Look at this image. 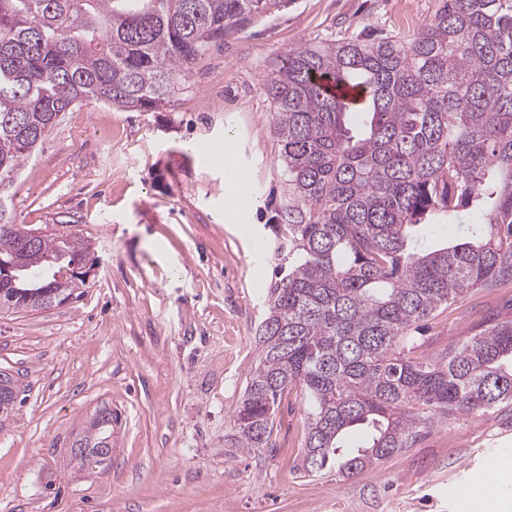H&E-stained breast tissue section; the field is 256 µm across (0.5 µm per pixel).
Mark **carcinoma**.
I'll return each instance as SVG.
<instances>
[{
	"mask_svg": "<svg viewBox=\"0 0 512 512\" xmlns=\"http://www.w3.org/2000/svg\"><path fill=\"white\" fill-rule=\"evenodd\" d=\"M266 0H0V194L65 112L96 100L170 106L209 47ZM321 75L361 82L350 109ZM288 182V274L269 290L234 415L240 447L265 448L275 411L307 403L303 470L346 478L414 445L437 419L512 412V320L425 359L424 322L475 288L512 281V0H442L413 38L330 40L288 52L267 83ZM477 214L465 240L430 228ZM11 208L0 239L30 240ZM3 307L38 310L43 282L94 261L80 237L45 234ZM0 391V424L15 411ZM79 468L107 466L112 418L79 435Z\"/></svg>",
	"mask_w": 512,
	"mask_h": 512,
	"instance_id": "1",
	"label": "carcinoma"
}]
</instances>
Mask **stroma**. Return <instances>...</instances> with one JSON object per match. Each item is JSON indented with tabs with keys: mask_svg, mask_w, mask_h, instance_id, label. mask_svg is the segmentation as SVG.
Wrapping results in <instances>:
<instances>
[{
	"mask_svg": "<svg viewBox=\"0 0 512 512\" xmlns=\"http://www.w3.org/2000/svg\"><path fill=\"white\" fill-rule=\"evenodd\" d=\"M441 0H268L213 45L174 106L85 101L10 189L16 223L91 243L83 294L0 310V371L21 402L0 427V512H469L495 465L512 463V414L438 420L356 478L302 470L306 402L290 392L273 445L242 450L233 416L267 291L288 267V183L265 84L289 50L332 37H410ZM234 120L261 202L224 221L222 166L205 155ZM512 320V283L428 321L419 355ZM110 409L106 471L75 468L72 441Z\"/></svg>",
	"mask_w": 512,
	"mask_h": 512,
	"instance_id": "1",
	"label": "stroma"
}]
</instances>
